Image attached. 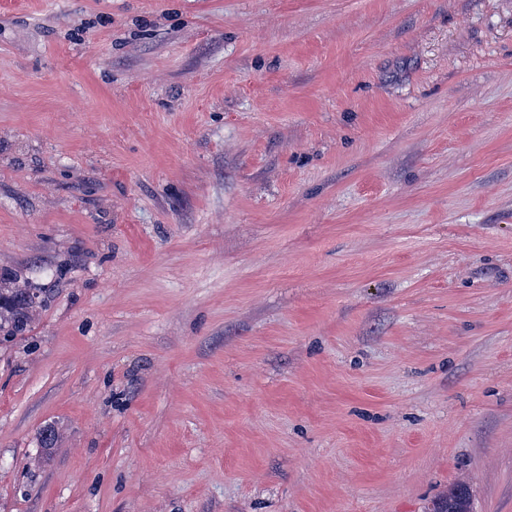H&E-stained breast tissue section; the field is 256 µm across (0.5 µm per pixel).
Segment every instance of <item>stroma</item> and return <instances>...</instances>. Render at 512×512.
<instances>
[{
  "mask_svg": "<svg viewBox=\"0 0 512 512\" xmlns=\"http://www.w3.org/2000/svg\"><path fill=\"white\" fill-rule=\"evenodd\" d=\"M10 272L0 512H512V0H0ZM13 284V288H2L0 274V335L4 338L27 331L36 304L37 296L30 288L20 286L16 279ZM435 512H473L470 489L463 484L455 486Z\"/></svg>",
  "mask_w": 512,
  "mask_h": 512,
  "instance_id": "35a3bbf8",
  "label": "stroma"
}]
</instances>
